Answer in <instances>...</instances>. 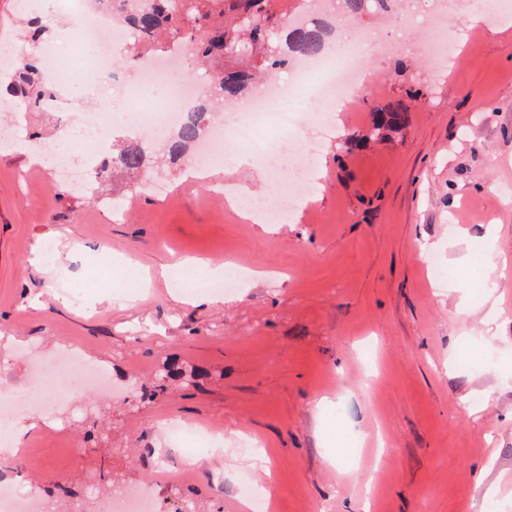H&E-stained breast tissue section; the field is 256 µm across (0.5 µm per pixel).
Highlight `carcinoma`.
<instances>
[{
    "mask_svg": "<svg viewBox=\"0 0 512 512\" xmlns=\"http://www.w3.org/2000/svg\"><path fill=\"white\" fill-rule=\"evenodd\" d=\"M269 0H224L227 10L235 13V25L247 34L240 40L226 31L221 17L224 10H200L193 0H142V8L128 18L138 43L149 46L165 33L178 32L184 15L194 13L196 38L188 49L198 60L221 59L227 54L250 52L260 56L261 68L277 73L288 67V57L314 53L320 49L329 25L313 21L303 27L290 26L274 15ZM342 14L354 19L365 11L367 0H340ZM36 60L21 57L14 69L4 72L9 94L22 100L25 108L44 109L45 100L53 96L51 83L40 78ZM257 76L249 70H226L211 78L209 92L200 96L188 111L183 123L172 132L168 153L171 156L189 151L202 140L209 128L215 105L226 99H241L254 91ZM410 106L402 101L372 113V136L382 131L402 129L408 120ZM152 158V152L141 143L120 149L112 157V166L135 171Z\"/></svg>",
    "mask_w": 512,
    "mask_h": 512,
    "instance_id": "cac0c4a2",
    "label": "carcinoma"
}]
</instances>
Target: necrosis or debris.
Listing matches in <instances>:
<instances>
[{"label": "necrosis or debris", "instance_id": "necrosis-or-debris-1", "mask_svg": "<svg viewBox=\"0 0 512 512\" xmlns=\"http://www.w3.org/2000/svg\"><path fill=\"white\" fill-rule=\"evenodd\" d=\"M134 9L130 2L125 13L111 14L94 0H54L48 16L67 17L64 41L41 45L38 64L62 82L78 71L95 77L110 74L111 50L128 39L127 14ZM331 24L336 34L320 53L300 59L287 78L269 80L249 103L232 107L227 114L215 113L207 138L186 160L188 167L202 171L233 160L243 148H254L257 163L277 191L252 199L251 206L270 220L282 218L307 196L310 159L318 148L311 131L327 124L337 103L354 94L356 64L374 48L363 31L345 26L340 17H332ZM186 59L181 49L162 59H142L134 81L93 111L76 110L62 95H54L47 108L72 115L68 139L34 138L31 148L52 160L63 179L79 184L86 173L97 169L113 123L149 141L164 139L200 94L197 82L182 77ZM75 376L93 397L114 391L111 379L77 350L50 362L29 354L22 388L9 394V410L0 411L1 462L15 464L23 454L10 438L17 420L68 400V383ZM56 508L52 499L25 491L19 477L0 473V512H55ZM68 508L70 512H160V498L156 488L144 485L116 489L105 497L76 499Z\"/></svg>", "mask_w": 512, "mask_h": 512}]
</instances>
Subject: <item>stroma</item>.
Here are the masks:
<instances>
[{"label":"stroma","mask_w":512,"mask_h":512,"mask_svg":"<svg viewBox=\"0 0 512 512\" xmlns=\"http://www.w3.org/2000/svg\"><path fill=\"white\" fill-rule=\"evenodd\" d=\"M395 20L359 16L376 44L362 89L336 109L310 204L276 223L221 196L274 190L234 166L167 164L164 195L139 172L77 193L26 149L0 151V390L24 378L27 351L72 344L129 389L102 403L79 391L27 417L28 489L103 496L177 477L157 470L159 435L177 421L214 427L224 446L193 492L163 490L164 512L186 497L195 512H241L244 441L266 452L251 480L273 512H486L489 500L512 512V20L449 17L447 57ZM399 100L406 129L370 140L372 112ZM105 244L149 286L68 300L70 280L103 275ZM184 256L255 275L194 303L160 275ZM31 260L40 271L22 278ZM169 358L195 378L140 401ZM97 467L108 481H93Z\"/></svg>","instance_id":"1"}]
</instances>
